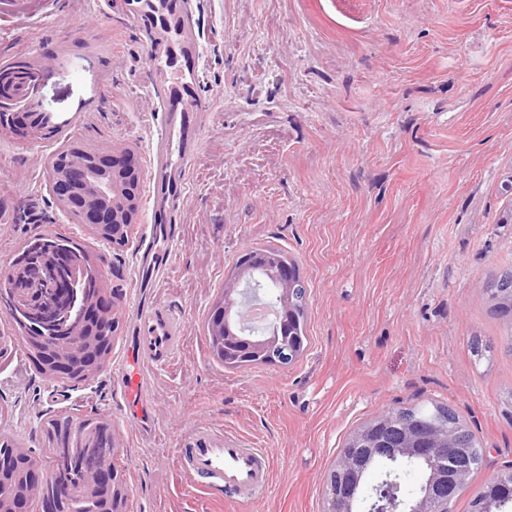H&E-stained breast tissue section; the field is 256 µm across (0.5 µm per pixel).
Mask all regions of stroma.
Listing matches in <instances>:
<instances>
[{"label": "stroma", "instance_id": "1", "mask_svg": "<svg viewBox=\"0 0 512 512\" xmlns=\"http://www.w3.org/2000/svg\"><path fill=\"white\" fill-rule=\"evenodd\" d=\"M120 0H0V63L44 69L36 97L88 150L131 147L140 168L166 113L153 37ZM195 27L196 157L170 206L171 363L146 371L156 418L141 440L121 408L151 217L139 196L122 250L64 213L46 181L63 135L0 134V266L39 235L85 245L120 289L122 332L79 384L0 361V434L43 456L47 419H105L119 435L128 512H322L339 448L385 409H453L484 453L451 512L512 469V322L484 282L512 268V0H182ZM294 259L305 353L228 370L208 321L242 249ZM265 449L272 483L238 505L202 488L179 451L196 435Z\"/></svg>", "mask_w": 512, "mask_h": 512}]
</instances>
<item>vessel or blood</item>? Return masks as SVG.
I'll return each instance as SVG.
<instances>
[{
    "instance_id": "1",
    "label": "vessel or blood",
    "mask_w": 512,
    "mask_h": 512,
    "mask_svg": "<svg viewBox=\"0 0 512 512\" xmlns=\"http://www.w3.org/2000/svg\"><path fill=\"white\" fill-rule=\"evenodd\" d=\"M179 0H142V7L130 11L132 20L149 26L156 40L171 46L191 40L188 28L176 29L165 24V16L181 14ZM197 72L194 64H186L170 81L158 85L159 97L174 114V121L162 130L153 152L157 177L153 194L157 197L182 195L184 175L191 162L190 142L199 112L203 105L191 90ZM169 215L161 208H153L151 222L155 229L150 233L152 250L169 254L172 239L160 234L159 225L169 223ZM180 334V323L169 311L151 307L140 310L137 316L136 335L122 367L120 396L129 421L138 434L152 433L154 418L143 399V369L167 364L174 356ZM183 459L191 471L201 478L207 490H234L240 499L249 500L264 491L271 483L272 469L267 452L259 448H243L200 436L192 447L183 451Z\"/></svg>"
}]
</instances>
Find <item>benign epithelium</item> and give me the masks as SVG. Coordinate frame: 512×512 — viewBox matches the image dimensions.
Here are the masks:
<instances>
[{
    "label": "benign epithelium",
    "mask_w": 512,
    "mask_h": 512,
    "mask_svg": "<svg viewBox=\"0 0 512 512\" xmlns=\"http://www.w3.org/2000/svg\"><path fill=\"white\" fill-rule=\"evenodd\" d=\"M44 78V71L30 65L24 68V80L18 82L13 69L0 66V132L46 135L58 130L60 124L53 121V113L39 107L31 100ZM67 162L59 166L49 163L52 195L61 209L78 218L79 222L93 228L97 235L108 234L114 224H134L138 215V196L133 184L140 173L134 154L127 147L110 148L101 152L88 151L78 146L64 150ZM92 186V191L83 185ZM86 264L76 252L55 253L48 251L30 253L28 262L12 264L0 270V281H8L11 307L27 313L29 334L25 340L35 351V357L43 374L59 379V370H68L72 383L84 381L95 368L89 366H63L62 351L70 344L72 336L85 328L95 334V324L101 317L110 315L118 319L115 306L100 305L93 309L77 306L78 293L82 291V275ZM266 276L276 279L279 286L277 306L284 311L281 320L282 334L295 336L289 320L295 271L288 262L279 260L269 252L252 250L246 253L245 264L236 269L233 280L245 279L259 286ZM245 305V293L235 288L225 290L220 302L219 325L213 335L224 337V366L243 368L237 345H245L259 359L271 366L286 368L302 356L300 347L286 344L268 348L245 334L240 326L241 308ZM68 314L72 335H59L56 344L47 345L40 333L57 323L62 314ZM394 414L384 410L366 422L353 435L350 443L341 448L332 467L331 475L324 480L323 512H439L441 502L448 500L453 487L464 483L469 472L461 466L443 470L431 469L421 492L412 497L404 507L392 499L376 495L363 496V489L373 460L415 458L438 459L452 450H467L463 428L453 425L444 433H422L414 429L400 431L393 425ZM36 468L35 483L30 494L41 486H55L52 502L55 512H64V504L73 493L68 484L59 482L58 475L39 468L35 458H30Z\"/></svg>",
    "instance_id": "obj_1"
}]
</instances>
